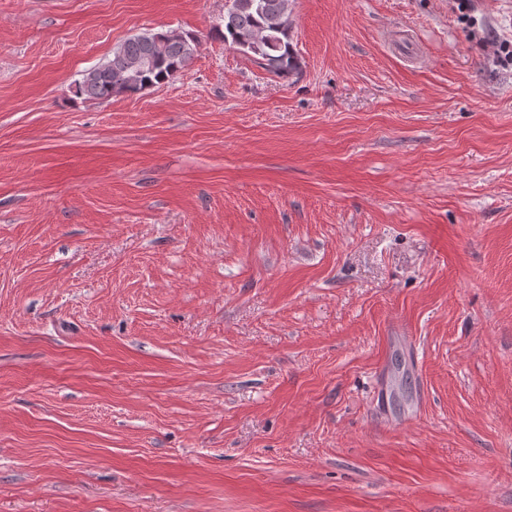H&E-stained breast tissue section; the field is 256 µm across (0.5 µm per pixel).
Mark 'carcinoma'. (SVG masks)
I'll use <instances>...</instances> for the list:
<instances>
[{"instance_id":"carcinoma-1","label":"carcinoma","mask_w":512,"mask_h":512,"mask_svg":"<svg viewBox=\"0 0 512 512\" xmlns=\"http://www.w3.org/2000/svg\"><path fill=\"white\" fill-rule=\"evenodd\" d=\"M289 0H231L217 35L272 76L286 79L299 70L293 47ZM197 41L175 30H145L128 37L112 57L86 71L78 91L97 99L133 96L173 80L193 60Z\"/></svg>"}]
</instances>
